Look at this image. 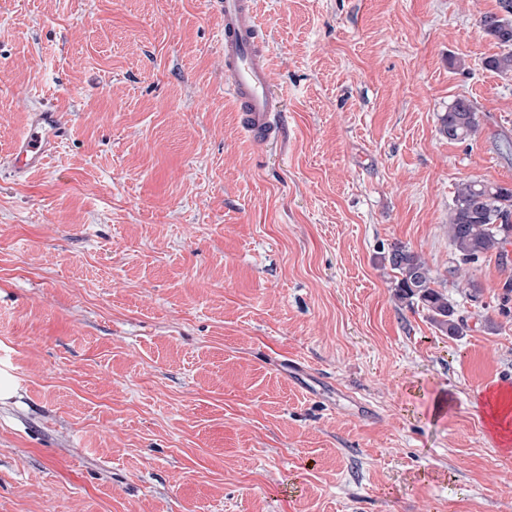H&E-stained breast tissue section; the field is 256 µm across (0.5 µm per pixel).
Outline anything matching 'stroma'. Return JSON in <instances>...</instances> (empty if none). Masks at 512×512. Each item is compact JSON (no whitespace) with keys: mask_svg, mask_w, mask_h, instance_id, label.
I'll return each mask as SVG.
<instances>
[{"mask_svg":"<svg viewBox=\"0 0 512 512\" xmlns=\"http://www.w3.org/2000/svg\"><path fill=\"white\" fill-rule=\"evenodd\" d=\"M282 105L253 143L219 0H0V512H512L472 399L512 379V255L448 275L458 182L512 187L497 0H257ZM469 98L481 130L439 117ZM468 319L394 298V245ZM480 128L478 113L471 100L456 98L448 111L439 117V134L448 142L464 143L473 140ZM30 112L24 133L6 156L8 169L19 181L41 172L68 132L66 113L57 103L42 101Z\"/></svg>","mask_w":512,"mask_h":512,"instance_id":"1","label":"stroma"}]
</instances>
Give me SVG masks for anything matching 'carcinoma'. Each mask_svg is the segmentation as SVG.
I'll return each instance as SVG.
<instances>
[{
  "label": "carcinoma",
  "mask_w": 512,
  "mask_h": 512,
  "mask_svg": "<svg viewBox=\"0 0 512 512\" xmlns=\"http://www.w3.org/2000/svg\"><path fill=\"white\" fill-rule=\"evenodd\" d=\"M483 33L494 40L501 54L486 65L503 75H512V0H498V10L484 13L479 20ZM478 113L471 100L456 98L439 117V134L450 142L464 143L479 131ZM448 238L453 246V265L448 273L459 278L485 258L505 256L512 243V188L479 179H466L456 186L448 212ZM395 273L394 296L401 304L420 306L429 313L439 331L462 336L467 320L457 315L448 294L435 287L436 277L427 262L406 246L395 245L387 258ZM467 300L480 304L484 289L473 277L459 283Z\"/></svg>",
  "instance_id": "carcinoma-1"
}]
</instances>
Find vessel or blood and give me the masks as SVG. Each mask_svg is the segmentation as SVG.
Here are the masks:
<instances>
[{
  "instance_id": "obj_1",
  "label": "vessel or blood",
  "mask_w": 512,
  "mask_h": 512,
  "mask_svg": "<svg viewBox=\"0 0 512 512\" xmlns=\"http://www.w3.org/2000/svg\"><path fill=\"white\" fill-rule=\"evenodd\" d=\"M224 16V76L241 112L242 128L258 141L277 139L279 111L269 83L270 54L260 35L255 0H221ZM64 110L40 102L6 157L16 180L41 172L67 135Z\"/></svg>"
}]
</instances>
